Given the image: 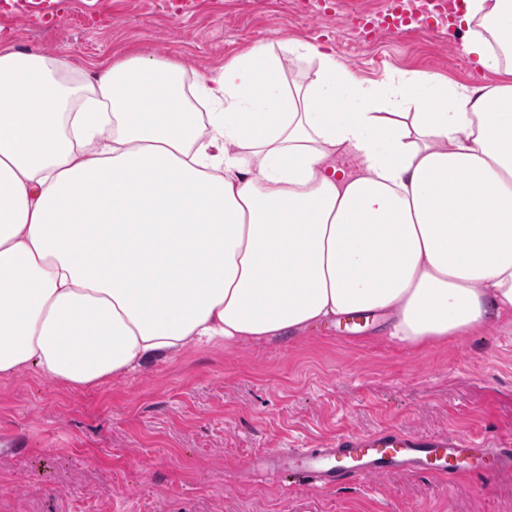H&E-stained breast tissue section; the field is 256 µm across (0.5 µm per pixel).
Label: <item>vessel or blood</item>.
<instances>
[{
	"label": "vessel or blood",
	"instance_id": "obj_1",
	"mask_svg": "<svg viewBox=\"0 0 512 512\" xmlns=\"http://www.w3.org/2000/svg\"><path fill=\"white\" fill-rule=\"evenodd\" d=\"M411 8V0H389L384 15L359 19L363 34L397 35L427 25L429 6ZM270 474L279 481L303 480L323 488L354 477L409 471L439 479L480 473L495 477L512 472V439L476 441L454 433L425 435L387 427L375 432L347 431L326 448H291L279 452Z\"/></svg>",
	"mask_w": 512,
	"mask_h": 512
}]
</instances>
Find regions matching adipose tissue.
<instances>
[{
	"mask_svg": "<svg viewBox=\"0 0 512 512\" xmlns=\"http://www.w3.org/2000/svg\"><path fill=\"white\" fill-rule=\"evenodd\" d=\"M463 5L484 83L365 80L288 36L195 79L0 49V376L93 386L344 315L425 344L512 314V0Z\"/></svg>",
	"mask_w": 512,
	"mask_h": 512,
	"instance_id": "ef3b65f1",
	"label": "adipose tissue"
}]
</instances>
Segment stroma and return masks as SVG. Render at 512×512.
Here are the masks:
<instances>
[{
    "label": "stroma",
    "mask_w": 512,
    "mask_h": 512,
    "mask_svg": "<svg viewBox=\"0 0 512 512\" xmlns=\"http://www.w3.org/2000/svg\"><path fill=\"white\" fill-rule=\"evenodd\" d=\"M384 0H62L49 24L0 14V48L96 60L121 47L208 75L258 40L331 48L360 77L426 70L479 81L448 22L358 39L350 16ZM359 318L259 342L190 347L120 380L69 389L36 369L0 378V512H512V473H390L316 490L272 480L268 453L396 426L512 435V318L411 346Z\"/></svg>",
    "instance_id": "1"
}]
</instances>
